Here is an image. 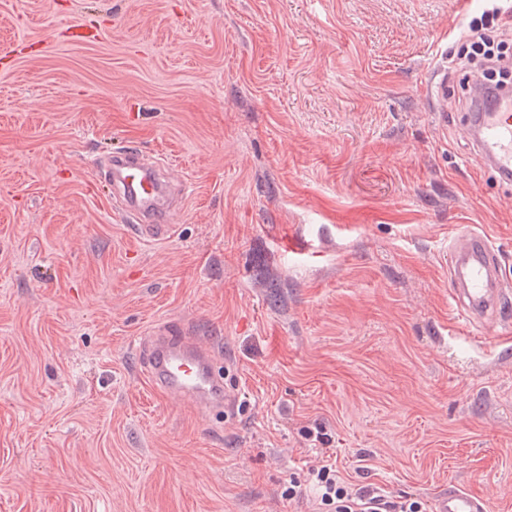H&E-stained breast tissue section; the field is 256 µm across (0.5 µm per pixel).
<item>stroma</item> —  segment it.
I'll return each mask as SVG.
<instances>
[{"mask_svg":"<svg viewBox=\"0 0 512 512\" xmlns=\"http://www.w3.org/2000/svg\"><path fill=\"white\" fill-rule=\"evenodd\" d=\"M489 7L0 0V512H318L316 428L353 488L512 512V333L448 285L466 230L512 282V186L428 85ZM127 145L187 187L162 236L96 181ZM169 320L233 415L151 386ZM487 501L470 491L448 488L435 499L434 512H488Z\"/></svg>","mask_w":512,"mask_h":512,"instance_id":"obj_1","label":"stroma"}]
</instances>
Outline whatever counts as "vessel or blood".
I'll use <instances>...</instances> for the list:
<instances>
[{
  "instance_id": "vessel-or-blood-1",
  "label": "vessel or blood",
  "mask_w": 512,
  "mask_h": 512,
  "mask_svg": "<svg viewBox=\"0 0 512 512\" xmlns=\"http://www.w3.org/2000/svg\"><path fill=\"white\" fill-rule=\"evenodd\" d=\"M472 107L464 124L483 167L512 183V91L469 79ZM97 177L119 202L128 223L150 237L168 223L181 204L158 162L134 147L107 156ZM448 282L463 322L494 336L506 328L503 305L512 299L489 238L479 232L457 235L450 244ZM146 374L162 393L189 400L202 412L229 407L224 378L215 368L213 350L187 335L177 324L153 330L145 350ZM434 512H488L487 501L470 491L451 488L440 493Z\"/></svg>"
}]
</instances>
